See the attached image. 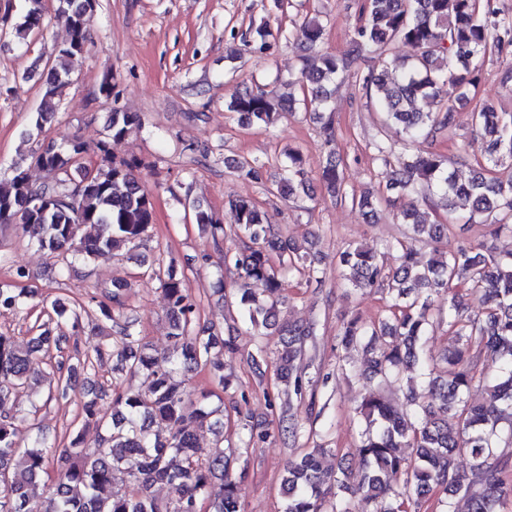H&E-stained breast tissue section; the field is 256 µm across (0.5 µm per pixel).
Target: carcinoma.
<instances>
[{"label": "carcinoma", "instance_id": "obj_1", "mask_svg": "<svg viewBox=\"0 0 512 512\" xmlns=\"http://www.w3.org/2000/svg\"><path fill=\"white\" fill-rule=\"evenodd\" d=\"M55 18L68 29L69 38L56 50L48 70L40 74L41 101L33 126L42 132L57 111L58 85L69 78L74 63L90 42V22L97 0H57ZM47 24L43 0H25L21 22L14 35L25 39ZM309 48L323 35L315 16L304 23ZM360 49L386 53L379 70L352 71L348 54L324 53L317 66L302 64L289 74L288 84L303 89L304 97L319 112L325 142L335 139V107L329 84L333 79L355 77L364 93L375 98L386 121L398 125L402 145L411 157L392 164V145L373 142L375 159L382 168L386 194L352 197V205L366 222L376 206L409 195L423 187L459 223H487L490 238L475 245L462 244L444 257L428 258L410 243L387 242L380 250L353 248L339 256L344 286L354 292L383 289L391 300L390 316L365 323L353 317L343 324L338 344L345 351L364 347L370 356L365 378L378 377L400 389L403 370L420 371L421 382L407 389V407L401 411L386 398L367 390L356 413L365 427L356 453L361 461L357 482L344 459L336 468L324 460L335 449L319 444L284 469L283 512H421L431 495L440 512H456L454 497L466 499L468 512H497L495 507L512 498L509 458L498 452L504 412L512 411V253L502 254L494 243L501 234H512V181L496 177L504 163L512 165V113L497 111L487 99L472 113V122L486 143L485 164L467 181L454 176L442 156L422 152L421 144L432 132L453 125L454 106L469 100L468 88L493 52L512 48V16L479 0H366L356 28ZM412 53L401 57L399 46ZM226 108L249 123L273 124L280 112H290L294 100L278 102L262 90L244 88L230 94ZM139 124L130 112H111L107 138L95 150L77 138L51 142L35 157V164L54 175V180L35 185L27 173L16 170L9 183L0 184V224H18L30 243L52 254H66L89 265L122 246L139 243L153 224L152 195L134 174L137 160H118L112 142L126 137ZM95 161H84L86 155ZM303 157L288 151V165L278 191L290 197L305 189ZM78 176L73 181L72 175ZM327 195L335 200L349 196L342 160L330 151L321 172ZM236 215L235 234L249 240L239 249L224 251V266L235 272V291L243 320L256 327H275L281 338L277 351V375L293 383L299 398L306 396L302 380L304 343L310 330L280 318L277 305L285 303L283 280L303 270L318 283L323 272L302 254L290 239L263 223L261 212L250 199L230 203ZM419 201L410 198L399 212L401 223L412 225L414 236L437 242L448 232L446 224L418 219ZM397 252L394 263L384 254ZM167 300L172 348L157 355L132 332L134 320L123 312L121 292L115 284L99 302L100 315L112 322L116 336L97 344L83 363L112 358V393L100 391L83 403L84 419L106 427L97 447L83 446L81 434L70 441L65 467L48 496L39 492V479L54 465L47 435L36 431L25 445L19 443L17 398L33 396V354L50 347L62 349L68 336L49 330L29 340L27 349L13 337L0 334V474L8 485L0 486V512H196L200 502L209 512H243L237 482L229 471L220 438L206 452L196 444L204 428L223 430L224 422L212 419L214 411L195 402L180 373L191 371L212 348L220 345L232 354V338L194 333L196 303L184 286V273L175 261L159 272L151 270ZM24 295L0 287V310L23 309ZM448 303L447 326L452 348L438 363L425 352L424 338L433 324L435 299ZM58 318L80 327V313L60 301L52 304ZM489 355L497 369L489 373L479 365ZM74 367L57 361L58 384L47 399L66 397ZM146 372L152 377L144 392L121 388L123 376ZM483 382L488 398L470 400L475 382ZM111 396V413L100 402ZM240 447L275 442L272 433L253 422L244 424ZM403 448L413 449L406 456ZM469 459V471H460L456 457ZM117 479L126 480L129 493H112ZM177 484L180 496L160 504L152 494L157 484Z\"/></svg>", "mask_w": 512, "mask_h": 512}]
</instances>
